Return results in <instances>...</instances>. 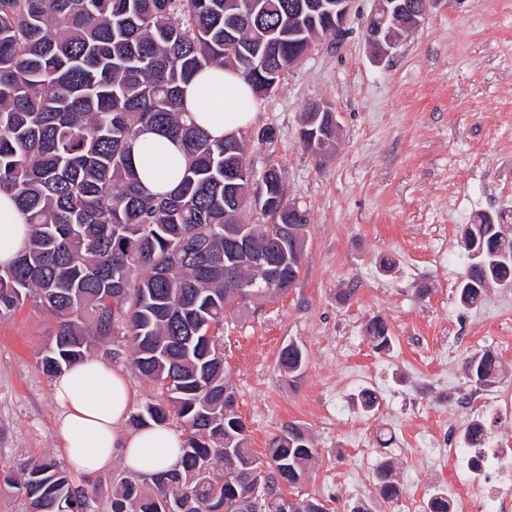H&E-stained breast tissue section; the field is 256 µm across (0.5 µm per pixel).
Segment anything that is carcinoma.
Here are the masks:
<instances>
[{
    "instance_id": "obj_1",
    "label": "carcinoma",
    "mask_w": 512,
    "mask_h": 512,
    "mask_svg": "<svg viewBox=\"0 0 512 512\" xmlns=\"http://www.w3.org/2000/svg\"><path fill=\"white\" fill-rule=\"evenodd\" d=\"M312 0H0V192L28 215L25 250L0 268V315L29 299L58 319L41 361L56 376L122 326L133 365L165 391L146 403L138 426L179 420L185 430L178 468L136 478L116 476L108 512H327L312 498L282 489L298 485L314 450L307 434L288 427L265 456L248 447V428L224 374V345L208 334L239 296L259 299L267 289L268 259L280 266L278 290L297 280L301 259L283 252L277 232L248 225L252 255L231 252L224 225L257 205L258 189L237 136L214 139L179 107L182 85L209 66H229L253 95L274 91L288 58L312 31L333 30L295 5ZM146 128L179 142L185 166L170 193L154 195L130 162ZM237 171L224 196V168ZM265 213L284 227L307 223L288 213L275 169L264 175ZM476 245L456 288L466 309L478 308L491 284L512 283V239L489 216L470 225ZM209 243L210 256L176 261L180 246ZM378 350L389 349L386 323L367 327ZM305 353L294 344L279 364L300 372ZM470 382H494L502 368L488 350L468 357ZM481 421L462 433L468 448L483 445ZM224 475L215 474L217 463ZM21 478L0 470V486L15 488L26 512H83L96 487L76 483L54 460L21 466ZM390 465L374 473L384 501L399 496Z\"/></svg>"
}]
</instances>
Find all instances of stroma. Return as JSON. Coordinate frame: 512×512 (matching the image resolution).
<instances>
[{
  "label": "stroma",
  "mask_w": 512,
  "mask_h": 512,
  "mask_svg": "<svg viewBox=\"0 0 512 512\" xmlns=\"http://www.w3.org/2000/svg\"><path fill=\"white\" fill-rule=\"evenodd\" d=\"M375 5L354 0L344 37H318L238 133L253 168L278 167L308 227L293 286L233 308L221 326L227 379L256 453L288 425L305 430L316 453L289 494L327 512L359 502L409 512L447 484L429 458L469 422L488 424L487 447L512 446V288L491 286L473 310L456 299L464 228L512 205V0L437 6L383 58L363 37ZM315 103L340 125L319 160L299 140ZM375 317L390 351L365 332ZM57 326L29 303L0 317V468L63 457L53 379L41 370ZM291 343L306 353L295 374L278 364ZM484 350L503 374L479 389L465 361ZM94 354L125 373L137 405L160 399L126 336ZM365 387L379 394L371 413L358 400ZM385 461L400 487L389 503L372 481Z\"/></svg>",
  "instance_id": "obj_1"
}]
</instances>
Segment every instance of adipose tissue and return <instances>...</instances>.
I'll return each instance as SVG.
<instances>
[{
  "mask_svg": "<svg viewBox=\"0 0 512 512\" xmlns=\"http://www.w3.org/2000/svg\"><path fill=\"white\" fill-rule=\"evenodd\" d=\"M181 107L216 139L238 134L255 115L249 87L239 73L225 67H208L195 75L184 87ZM131 163L143 185L162 194L178 184L185 160L179 143L148 129L133 142ZM29 234L14 199L0 194V264L11 263L24 250ZM54 400L60 409L58 446L74 473L90 477L104 472L117 454L138 474L177 465L181 435L163 425L126 429L135 393L123 372L102 359L84 358L59 374Z\"/></svg>",
  "mask_w": 512,
  "mask_h": 512,
  "instance_id": "obj_1",
  "label": "adipose tissue"
}]
</instances>
